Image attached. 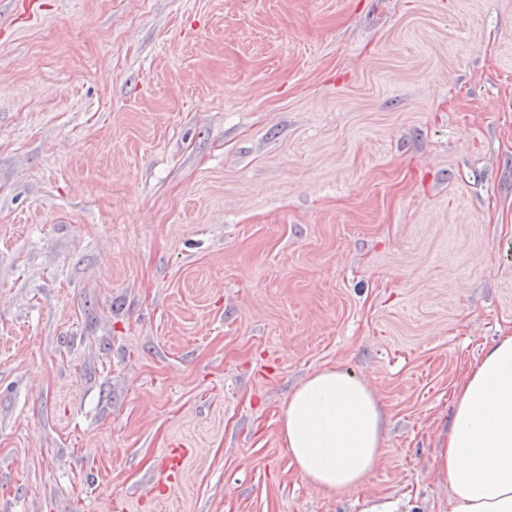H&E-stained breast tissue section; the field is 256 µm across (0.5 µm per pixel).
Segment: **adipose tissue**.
Returning a JSON list of instances; mask_svg holds the SVG:
<instances>
[{"label": "adipose tissue", "instance_id": "1", "mask_svg": "<svg viewBox=\"0 0 512 512\" xmlns=\"http://www.w3.org/2000/svg\"><path fill=\"white\" fill-rule=\"evenodd\" d=\"M279 423L299 474L316 486H362L383 452L375 393L338 367L302 380ZM436 465L450 512H512V334L498 337L455 383Z\"/></svg>", "mask_w": 512, "mask_h": 512}]
</instances>
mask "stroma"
Instances as JSON below:
<instances>
[{
	"label": "stroma",
	"instance_id": "stroma-1",
	"mask_svg": "<svg viewBox=\"0 0 512 512\" xmlns=\"http://www.w3.org/2000/svg\"><path fill=\"white\" fill-rule=\"evenodd\" d=\"M511 333L512 0H0V512H449ZM325 367L356 489L279 433ZM279 423L299 474L316 486H362L383 452L381 405L368 384L342 368H324L302 380Z\"/></svg>",
	"mask_w": 512,
	"mask_h": 512
}]
</instances>
